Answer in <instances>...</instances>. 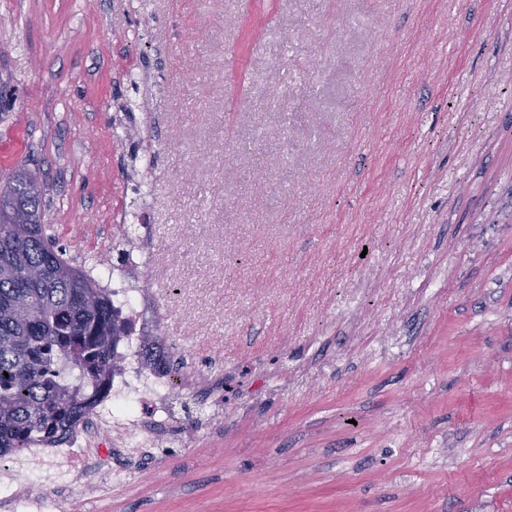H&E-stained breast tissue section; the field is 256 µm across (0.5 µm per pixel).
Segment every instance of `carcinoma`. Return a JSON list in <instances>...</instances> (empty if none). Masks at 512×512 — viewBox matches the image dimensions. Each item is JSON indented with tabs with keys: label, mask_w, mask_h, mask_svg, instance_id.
Segmentation results:
<instances>
[{
	"label": "carcinoma",
	"mask_w": 512,
	"mask_h": 512,
	"mask_svg": "<svg viewBox=\"0 0 512 512\" xmlns=\"http://www.w3.org/2000/svg\"><path fill=\"white\" fill-rule=\"evenodd\" d=\"M45 184L0 173V456L63 438L102 389L122 326L41 223Z\"/></svg>",
	"instance_id": "cac0c4a2"
}]
</instances>
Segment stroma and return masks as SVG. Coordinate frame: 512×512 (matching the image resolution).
Instances as JSON below:
<instances>
[{
	"label": "stroma",
	"instance_id": "35a3bbf8",
	"mask_svg": "<svg viewBox=\"0 0 512 512\" xmlns=\"http://www.w3.org/2000/svg\"><path fill=\"white\" fill-rule=\"evenodd\" d=\"M0 80L57 248L140 213L175 387L48 512H512V0H0Z\"/></svg>",
	"mask_w": 512,
	"mask_h": 512
}]
</instances>
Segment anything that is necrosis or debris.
Listing matches in <instances>:
<instances>
[{"instance_id":"1","label":"necrosis or debris","mask_w":512,"mask_h":512,"mask_svg":"<svg viewBox=\"0 0 512 512\" xmlns=\"http://www.w3.org/2000/svg\"><path fill=\"white\" fill-rule=\"evenodd\" d=\"M147 266L140 249L134 248L125 251L118 264L94 272L124 325L115 368L65 444L33 445L14 458L12 474L0 479V512H45L47 501L41 490L28 480L18 481L17 473L54 474L66 484L90 491L121 477L115 469L97 466L102 447L128 454L144 452L167 431L174 397L168 369L143 354L146 339L154 334L149 327V297L139 282V272Z\"/></svg>"}]
</instances>
